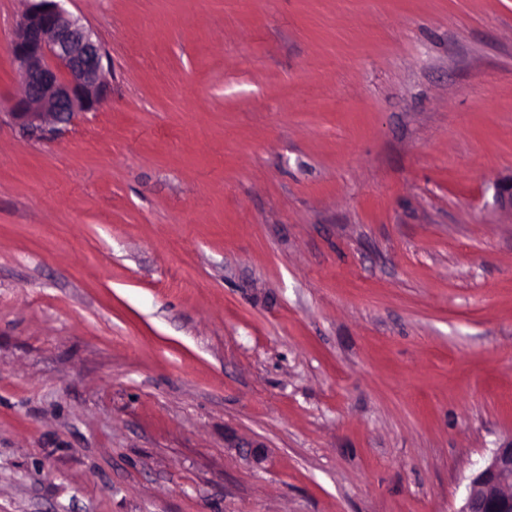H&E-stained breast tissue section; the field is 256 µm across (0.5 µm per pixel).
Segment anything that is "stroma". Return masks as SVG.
Segmentation results:
<instances>
[{
    "mask_svg": "<svg viewBox=\"0 0 512 512\" xmlns=\"http://www.w3.org/2000/svg\"><path fill=\"white\" fill-rule=\"evenodd\" d=\"M64 7L110 96L0 122V512H458L512 437V0Z\"/></svg>",
    "mask_w": 512,
    "mask_h": 512,
    "instance_id": "1",
    "label": "stroma"
}]
</instances>
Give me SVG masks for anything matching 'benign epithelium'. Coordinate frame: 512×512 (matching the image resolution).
I'll list each match as a JSON object with an SVG mask.
<instances>
[{"instance_id": "obj_1", "label": "benign epithelium", "mask_w": 512, "mask_h": 512, "mask_svg": "<svg viewBox=\"0 0 512 512\" xmlns=\"http://www.w3.org/2000/svg\"><path fill=\"white\" fill-rule=\"evenodd\" d=\"M7 49L24 85L8 117L31 139H45L79 112H96L108 99L102 79L106 55L96 35L61 5L28 0ZM495 203L512 214V175L495 185ZM458 512H512V438L494 449L471 477Z\"/></svg>"}]
</instances>
